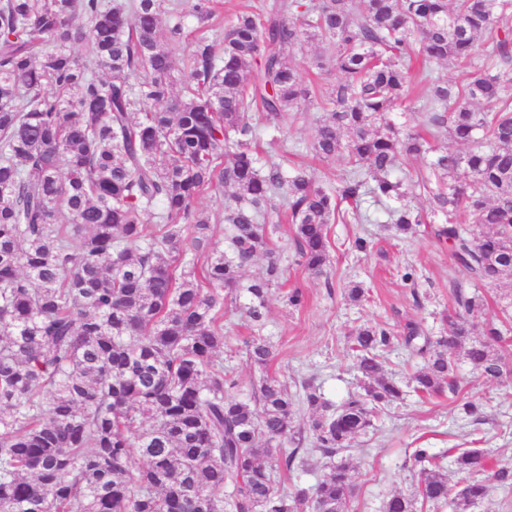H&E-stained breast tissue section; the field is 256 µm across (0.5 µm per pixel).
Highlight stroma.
<instances>
[{"instance_id":"1","label":"stroma","mask_w":512,"mask_h":512,"mask_svg":"<svg viewBox=\"0 0 512 512\" xmlns=\"http://www.w3.org/2000/svg\"><path fill=\"white\" fill-rule=\"evenodd\" d=\"M322 113L320 98L314 94L297 119L280 130L269 128L258 113L252 123L262 153L276 159L292 157L306 167L317 185L332 188L344 172L345 158L323 160L297 151L300 144L312 140L313 119ZM360 210L367 215V223L329 225L331 262L320 276L302 265L293 225H268L283 278L270 290L265 325H250L235 308L224 311V348L217 361L236 380L237 396L251 397L259 378L245 354L247 341L257 335L275 347L271 373L292 388L310 382L325 398L338 403L356 388V360L349 338L357 326L372 323L398 330L415 320L429 336L449 334V317L454 313L452 289L458 283L469 284L470 279L455 266L448 245L434 238L427 224L414 225L407 235L396 236L386 222L383 206L372 200L363 201ZM359 237L368 242L366 252L353 247ZM407 271L412 277L406 281L402 275ZM352 281L363 283L368 291L366 300H348L346 289ZM293 288L302 289L305 296L297 308L289 307L284 298ZM476 292L484 307L471 315L469 322L478 338L489 323L501 328L505 336L498 348L505 363L502 378L486 379L462 361L458 364L456 394L421 398L409 382L422 366V359L400 346L387 349L389 375L405 390L402 401L379 413L373 428L355 439L344 454L357 488L351 512H381L391 495L413 493L420 481L412 457L417 448H483L498 465L512 467V279L477 287ZM471 399L483 405L482 423H473L463 409Z\"/></svg>"}]
</instances>
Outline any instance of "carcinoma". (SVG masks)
<instances>
[{
  "label": "carcinoma",
  "mask_w": 512,
  "mask_h": 512,
  "mask_svg": "<svg viewBox=\"0 0 512 512\" xmlns=\"http://www.w3.org/2000/svg\"><path fill=\"white\" fill-rule=\"evenodd\" d=\"M189 18L179 78L158 33L167 24L176 44ZM215 20V0H0V512H349V465L331 459L400 398L387 348L423 359L424 397L456 393L461 348L487 379L503 374L504 336H472L482 300L461 286L448 337L433 342L415 321L398 335L357 327L360 391L336 405L303 385L304 426L269 373L268 340L246 346L261 371L250 400L215 357L226 304L243 297L247 320L266 322L282 269L264 224L282 214L316 275L330 262L328 225L363 220L341 204L369 197L393 203L387 222L401 234L443 218L432 234L472 281L512 277V0H273L235 13L221 41ZM308 40L326 52L317 68L341 73L306 147L347 157L334 190L252 147L250 112L279 126L309 98L287 62ZM449 60L462 81L434 75ZM416 67L424 131L392 118L412 104ZM446 136L469 150L435 145ZM414 157L426 168L413 177ZM225 188L222 239L195 203ZM416 188L428 216L408 202ZM260 253L262 272L243 281ZM314 454L330 460L315 484L281 485ZM446 458L469 476L454 494ZM413 459L417 494L390 496L383 512L451 494L467 512L487 476L512 489V468L480 448Z\"/></svg>",
  "instance_id": "cac0c4a2"
}]
</instances>
